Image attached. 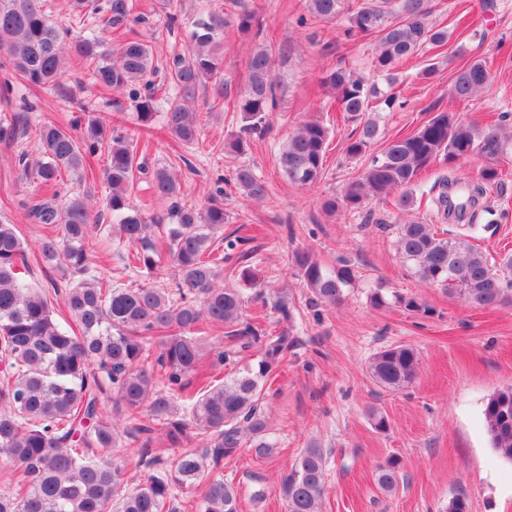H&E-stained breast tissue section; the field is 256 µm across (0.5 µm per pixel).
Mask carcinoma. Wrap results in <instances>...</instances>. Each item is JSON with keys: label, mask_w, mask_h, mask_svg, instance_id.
<instances>
[{"label": "carcinoma", "mask_w": 512, "mask_h": 512, "mask_svg": "<svg viewBox=\"0 0 512 512\" xmlns=\"http://www.w3.org/2000/svg\"><path fill=\"white\" fill-rule=\"evenodd\" d=\"M71 22H52L37 0H0V49L8 56L22 85L51 94L60 91L59 78L68 60L78 61L104 96L127 93L137 120L148 126L155 116L152 77L164 71L170 93L165 97V128L184 145L196 144L198 117L190 103L196 90L222 82L224 55L219 52L224 27L231 23L243 33L260 34L259 23L247 10L227 15L202 9L190 36V49L165 60L154 55L150 43L124 41L117 53L105 34L141 20L133 0H70ZM317 21L342 25L349 38L378 36L374 71L385 84L368 81L347 66L328 71L323 83L334 94L339 111L358 124V137L347 146L357 156L378 136L376 122L367 116L374 104L394 107L393 71L402 61L429 45L448 42V31L430 22L429 0H304ZM248 81L235 98L244 129L264 132L277 102L272 74V47L261 43L248 59ZM486 64L475 61L457 74L452 95L471 98L491 87ZM499 123L479 127L463 122L454 112H436L419 130L386 143L358 177L349 181L339 201L328 208L360 210L374 199L401 192L403 210L417 203L415 187L421 170L438 159L452 165L471 155L488 161L476 178L460 181L444 176L440 192L431 198L441 217L454 216L474 229L475 209L486 188L501 184L497 160L507 153L505 129ZM79 120L67 127L44 124L39 129L40 155L18 159L21 178L54 186L63 174L82 177L90 160H106L102 173L108 188L106 206L116 223L111 235L132 268L151 272L163 262L178 271L176 289L105 286L88 250L94 230L102 229L94 214L95 193L85 190L64 203L31 198L21 202L27 218L49 232L40 240L42 261L59 266L66 278L62 302L72 323L56 318L53 300L24 279L29 258L13 224L0 221V457L10 461L13 474L0 490V512H240L237 487L212 471L244 447L255 455L273 453L264 411L265 386L299 345V337L283 329L271 336L243 317L240 288L222 285L220 261L238 255L239 277L253 289L256 273L245 264L246 239H224V255L215 254V234L224 225L223 179L197 209L183 203L176 179L165 166L149 169L138 161L125 136L92 119L76 136ZM328 128L318 120L302 123L279 151V164L288 179L308 186L319 179ZM148 174L154 193L167 202L166 213L151 216L135 209L130 196L140 175ZM234 180L250 197L265 195V185L251 168L236 169ZM165 228V252L152 236ZM396 249L403 262L425 285L440 287L480 308L512 303V255L490 261L468 235L444 236L434 225L418 219L394 226ZM296 266L315 302L339 305L355 279L343 264L323 268L308 252L294 254ZM403 309L428 314L411 295L395 294ZM217 332L204 351L207 337L193 335L202 324ZM160 346L149 359L151 345ZM260 353L241 364L255 346ZM235 365L228 373L224 366ZM417 351L407 344L386 347L373 355L370 378L389 392L414 382ZM200 382L199 396L179 408L174 394L184 391L188 377ZM112 391V415L104 412V394ZM486 428L496 453L512 463V387L494 392L484 407ZM140 448H149L156 431L169 446L178 445L187 430L201 436V447L185 451L172 465L159 454L137 455L136 466L146 469L143 482L124 488V468L112 461L116 430ZM327 456L312 443L304 448L281 478L279 493L286 512H322L327 494ZM403 465L390 458L380 465L376 480L385 492L398 489ZM470 497L459 490L448 501V512H469Z\"/></svg>", "instance_id": "obj_1"}]
</instances>
